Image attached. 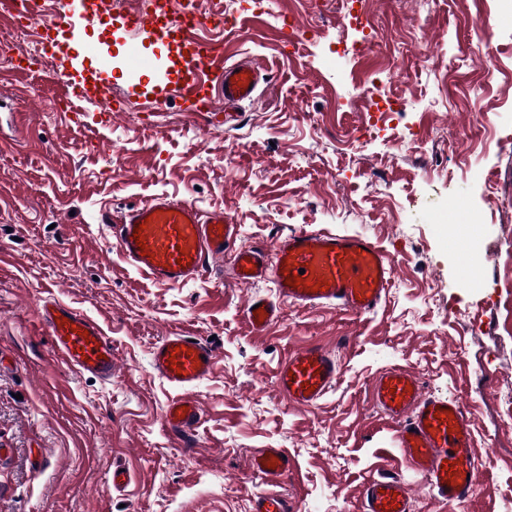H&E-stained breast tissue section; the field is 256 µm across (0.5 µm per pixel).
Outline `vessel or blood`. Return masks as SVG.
<instances>
[{"instance_id": "1", "label": "vessel or blood", "mask_w": 512, "mask_h": 512, "mask_svg": "<svg viewBox=\"0 0 512 512\" xmlns=\"http://www.w3.org/2000/svg\"><path fill=\"white\" fill-rule=\"evenodd\" d=\"M71 0H56L55 7L39 14L41 26L70 25ZM170 25L182 42L193 45L198 62L220 56L217 47L196 42L194 27L180 24L172 14ZM225 107L250 100L258 84L254 68L245 64L224 65L218 75ZM205 84L194 81L180 87L182 111L200 115L211 111L205 101ZM115 245L125 263L140 275L168 285H182L210 274L232 257L238 282L270 279L273 293L253 296L243 315L253 335L259 336L277 321L282 307L330 306L364 315L375 312L385 301L395 267L385 252L361 235L324 230H299L280 237L273 247L239 244V227L224 213L202 212L195 204L157 195L127 208L118 217L104 216ZM143 243H136L135 232ZM301 275L299 286L290 279ZM320 291H312L315 283ZM39 323L51 338L52 349L66 367L77 374L111 380L116 360L112 339L98 322L83 311L43 296L38 306ZM213 348L184 333L165 336L153 351L156 373L176 391L164 412L166 429L174 436L193 435L201 417L194 395L197 384L212 371ZM340 366L334 353L320 344H310L288 353L275 374L277 391L298 409L315 407L332 390ZM371 401L390 424L392 439L405 468L418 475L446 508L470 501L477 472L472 423L462 404L454 398L424 394L418 376L409 369L390 367L376 377ZM452 469H445V461ZM253 471L269 491L257 496L252 512H293V506L276 484L291 474L293 464L284 449L266 448L253 456ZM361 512H413L408 484L398 475L382 474L365 483Z\"/></svg>"}]
</instances>
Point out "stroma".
Here are the masks:
<instances>
[{"instance_id":"35a3bbf8","label":"stroma","mask_w":512,"mask_h":512,"mask_svg":"<svg viewBox=\"0 0 512 512\" xmlns=\"http://www.w3.org/2000/svg\"><path fill=\"white\" fill-rule=\"evenodd\" d=\"M223 2L236 26L201 24L197 40L223 42L229 62L260 74L229 121L181 112L172 91L201 72L170 39L148 34L140 52L151 67L131 72L130 27L115 11L100 10L77 39L61 32L41 45L32 22L17 45L0 42V512H250L265 489L250 461L264 448L294 460L297 478L280 490L297 512H360L362 483L380 466L403 475L415 512H436L369 398L393 365L457 398L473 423L482 467L473 503L456 512H512V426L502 420L512 320L488 312L483 332L462 330L497 295L462 285L473 242L499 269L512 260V13L499 0H356L361 21L342 28L337 0ZM320 8L331 22L289 42V22L314 24ZM363 40L369 50L352 59L347 48ZM426 41L438 63L419 61ZM23 54L29 69L14 70ZM54 70L101 75L121 111H101L93 95L46 111L61 94ZM370 83L406 111L370 123L358 95ZM157 194L224 211L246 243L303 229L364 235L396 265L386 303L362 316L286 305L266 335H252L242 310L271 282L239 284L227 262L171 286L123 262L102 216ZM459 199L475 213L463 238L448 230ZM47 290L111 336V381L54 355L37 316ZM184 331L215 351L189 446L163 425L174 391L151 365L155 344ZM311 342L337 348L340 379L300 410L274 374ZM116 465L130 473L120 492Z\"/></svg>"}]
</instances>
